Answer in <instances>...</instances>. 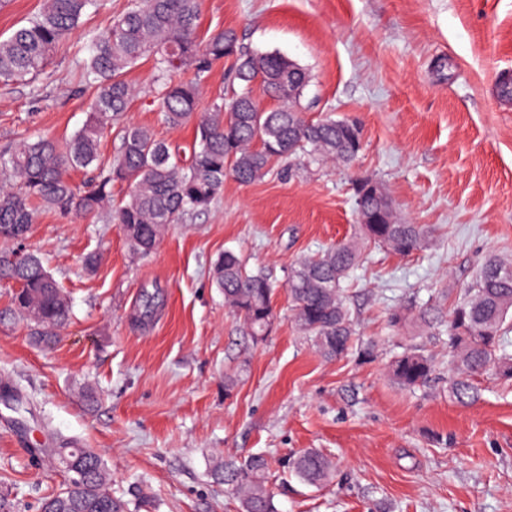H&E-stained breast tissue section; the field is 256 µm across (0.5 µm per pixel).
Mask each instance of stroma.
Instances as JSON below:
<instances>
[{
  "label": "stroma",
  "instance_id": "35a3bbf8",
  "mask_svg": "<svg viewBox=\"0 0 512 512\" xmlns=\"http://www.w3.org/2000/svg\"><path fill=\"white\" fill-rule=\"evenodd\" d=\"M127 3L88 12L33 83L0 84V151L83 125L70 47ZM224 28L307 69L306 117L357 122L362 148L346 166L296 160L250 184L226 178L209 208L169 225L147 256L111 212L37 213L23 248L43 257L71 317L45 345L15 312L13 284L0 282V494L37 512L64 475L35 466L30 448L74 442L103 456L115 496L143 493L153 512H243L210 473L251 454L271 462L278 512H512V385L487 374L476 401L453 399L444 320L488 258H512V100L498 95L512 76V0H201L200 32ZM126 121L189 158L193 126L164 125L151 96L138 95ZM365 179L431 235L409 256L363 249L345 290L355 347L328 360L292 319L288 272L354 237V185ZM227 250L276 287L265 341L246 334L213 280ZM146 291L161 305L143 321ZM408 304L440 317L392 327L390 312ZM408 349L433 365L411 390L389 372ZM89 389L100 396L92 407ZM310 449L333 466L318 487L284 468Z\"/></svg>",
  "mask_w": 512,
  "mask_h": 512
}]
</instances>
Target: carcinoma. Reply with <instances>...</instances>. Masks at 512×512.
<instances>
[{
  "mask_svg": "<svg viewBox=\"0 0 512 512\" xmlns=\"http://www.w3.org/2000/svg\"><path fill=\"white\" fill-rule=\"evenodd\" d=\"M104 0H42L40 11L6 38L0 37V84L28 85L50 63L59 44L76 29L91 9ZM200 0H129L103 31H90L75 47L80 82L91 91L87 119L65 143L48 137L26 140L0 168L11 183L0 185V239L22 244L29 236L36 211L85 217L99 214L112 200V186L124 184L127 198L112 212L131 248L150 254L167 225L189 211L208 208L232 175L241 183L256 181L282 160L305 158L350 164L362 147L360 128L348 120H309L302 112L308 72L278 52L244 48L237 32L222 29L205 39L197 35ZM233 60L240 89L226 99L219 94L206 110L198 108L203 81L213 65ZM153 61L149 93L157 102L164 124L171 128L194 123L190 164H179L176 153L145 126L124 124L133 94L127 75L143 61ZM190 72L186 79H174ZM281 105L260 107L254 88ZM120 129L121 143L110 162L99 146L107 129ZM98 171L94 187L75 192L68 174ZM360 239L385 246L399 255L422 248L428 231L418 224L395 221L392 204L371 180L356 188ZM360 259L354 241L338 243L321 254L296 262L288 273L293 319L327 359L341 357L353 347L354 326L343 288ZM224 302L255 341L268 336L276 313V288L262 270H249L244 259L227 250L213 268ZM16 285L12 305L33 325V335L52 344L69 317V302L41 257L0 252V281ZM469 299L448 312V348L457 358L458 373L449 390L460 404L477 398L471 377L490 369L512 380V261L490 258L469 288ZM393 376L403 387L425 383L431 360L406 350L393 362ZM61 451L86 471L83 482L67 481L43 499L40 512H129V502L112 494L110 475L102 456L90 449L65 444ZM32 460L56 468L53 448H34ZM305 483L321 485L331 464L318 452L305 451L286 462ZM269 464L252 455L242 461H218L212 476L241 498L244 512H277L267 487Z\"/></svg>",
  "mask_w": 512,
  "mask_h": 512,
  "instance_id": "1",
  "label": "carcinoma"
}]
</instances>
